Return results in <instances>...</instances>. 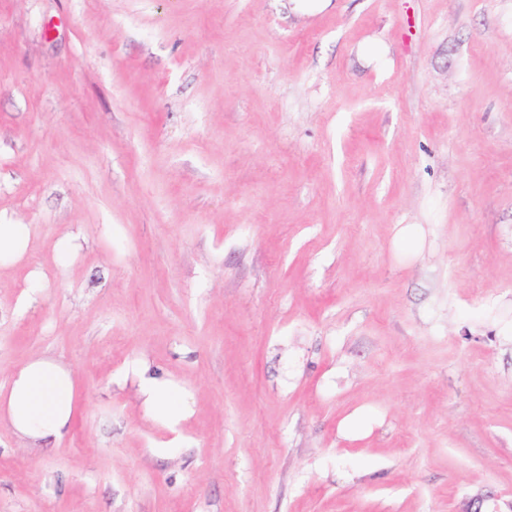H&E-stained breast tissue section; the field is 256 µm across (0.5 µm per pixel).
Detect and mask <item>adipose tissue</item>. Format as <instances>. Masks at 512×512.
Here are the masks:
<instances>
[{
	"instance_id": "obj_1",
	"label": "adipose tissue",
	"mask_w": 512,
	"mask_h": 512,
	"mask_svg": "<svg viewBox=\"0 0 512 512\" xmlns=\"http://www.w3.org/2000/svg\"><path fill=\"white\" fill-rule=\"evenodd\" d=\"M30 230L25 224H0V270L23 263L29 254ZM144 402L171 423H178L187 406L165 380L138 370ZM77 375L68 365L47 356H33L16 366L0 389V420L23 439L63 437L77 409Z\"/></svg>"
}]
</instances>
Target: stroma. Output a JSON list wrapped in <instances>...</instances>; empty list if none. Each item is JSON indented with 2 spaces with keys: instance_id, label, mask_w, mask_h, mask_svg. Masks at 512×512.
Returning <instances> with one entry per match:
<instances>
[{
  "instance_id": "35a3bbf8",
  "label": "stroma",
  "mask_w": 512,
  "mask_h": 512,
  "mask_svg": "<svg viewBox=\"0 0 512 512\" xmlns=\"http://www.w3.org/2000/svg\"><path fill=\"white\" fill-rule=\"evenodd\" d=\"M0 224V388L79 379L63 438L0 421V512L512 500V0H0ZM27 224H0V270L23 263L29 254L30 230ZM394 241L408 255L416 257L423 249V229L418 224L401 225L395 233ZM137 375L144 402L158 416L172 424L178 423L187 410L180 393L168 381L148 376L144 369H137Z\"/></svg>"
}]
</instances>
